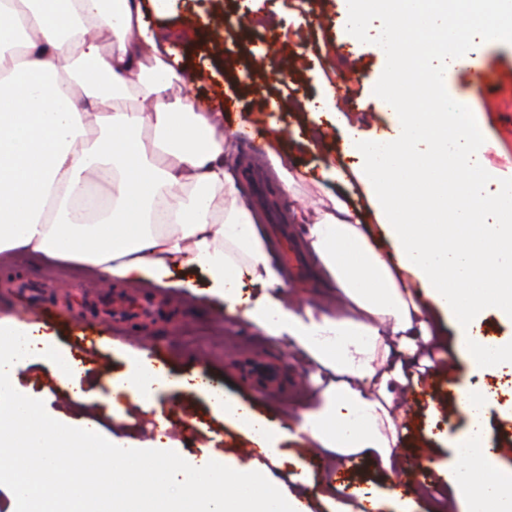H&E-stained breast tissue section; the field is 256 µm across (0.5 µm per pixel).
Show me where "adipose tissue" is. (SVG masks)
Listing matches in <instances>:
<instances>
[{"label":"adipose tissue","instance_id":"obj_1","mask_svg":"<svg viewBox=\"0 0 512 512\" xmlns=\"http://www.w3.org/2000/svg\"><path fill=\"white\" fill-rule=\"evenodd\" d=\"M412 2L390 7L384 0H342L341 11L358 37L380 46L394 41ZM422 24L437 41L419 68L389 69L382 85L384 106L396 117L384 138L388 160L379 159L373 141L352 135L343 144L391 253L375 248L334 191H326L323 208L296 213L329 284L353 312L337 320L313 307L289 309L280 266L224 173V126L192 101H169L177 74L141 0H0V258L23 251L77 261L108 281L160 282L175 266L199 269L226 315L246 317L275 339L289 335L315 365L336 373L319 407L298 415V433L326 450L327 465L351 454L379 464L389 495L405 501L391 471L396 440L383 432L390 375L373 362L400 354L413 363L421 347L388 345L384 328L397 333L439 311L454 321L461 352L475 370L512 374V342L491 344L479 332L486 309L512 321V192L487 167L485 144L470 138L472 113L451 116L441 94L449 69L468 49L448 41V33L469 30L478 39L485 33L444 7L425 14ZM18 28L31 36L16 57L6 48ZM416 85L430 90L433 111H410L400 90ZM130 90L152 101V110L120 107L118 94ZM93 177L107 185V207L89 224L84 215ZM397 268L419 279L422 299L401 289ZM245 279L260 295L242 298ZM37 362L65 377L75 398L84 397V369L53 348L47 327L0 319V395L11 396L0 410V448L32 440L71 451L63 464L48 458L38 478L24 470L14 481L22 498L55 488L52 512H91L110 489L134 504V512H305V498H329L337 490L321 481L285 493L263 472L219 474L201 457L153 468L164 494L143 499L139 487L124 480L140 462L122 450L84 471L82 451L92 446L98 423L70 430L42 422L30 400L11 395L18 369ZM167 384L162 368L135 359L111 381L109 393L148 406ZM206 395L263 453L276 452L284 437L279 425L223 389ZM491 397L484 387L458 396L466 427L449 479L465 499V512H512V481L494 475L496 452L484 423ZM472 458L483 460L482 470L469 466Z\"/></svg>","mask_w":512,"mask_h":512}]
</instances>
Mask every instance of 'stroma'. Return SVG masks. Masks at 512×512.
Masks as SVG:
<instances>
[{
	"label": "stroma",
	"mask_w": 512,
	"mask_h": 512,
	"mask_svg": "<svg viewBox=\"0 0 512 512\" xmlns=\"http://www.w3.org/2000/svg\"><path fill=\"white\" fill-rule=\"evenodd\" d=\"M148 20L164 44L178 57L175 70L183 79V96L202 104L232 92L236 114L229 124L244 120L253 133L238 134L225 151L228 172L237 180L242 197L252 206L255 222L269 250L280 252L288 241L303 263L302 275H289L292 298L298 306L312 305L336 318L348 317L346 306L321 280L318 261L304 244L305 231L293 213L304 206L315 209L321 196L312 183L299 187L297 194L283 191L285 171L310 169L322 173L326 164L349 167L343 153L344 129L321 123L318 115L298 111V104L321 92L331 93L338 112L366 137L388 132L392 122L377 94L389 62L368 41L357 38L346 25L339 0H175L164 15L148 13ZM264 55L266 66L257 69L253 61ZM477 57L484 72L483 84L473 83L461 68L449 71V100L464 97L470 102L475 124L487 145L485 158L512 156V37L480 47ZM291 103V110L270 112L268 100ZM268 133L278 161L256 150L260 133ZM316 139L315 148L302 145V138ZM191 287H183V280ZM17 280H32L56 291L48 322L55 345L77 356L74 325L86 318L98 336L94 359L83 361L89 395L73 399L68 382L43 364L22 368L13 384L15 393L34 401L41 412L61 423L73 425L86 411H96L101 437L129 444L131 455L160 460L174 466L206 455L216 462L240 466V448L247 438L215 412L202 393L179 386L185 376L196 377L210 386L222 387L235 398L252 404L269 419L285 423L298 413L313 408L317 368L289 338L277 340L253 323L227 320L224 308L205 292V277L197 270L177 267L172 281L160 285L148 280L115 282L107 286L117 295L139 294L164 300L166 319L149 324L140 336V350L152 362L162 363L173 381L158 406L144 409L126 405L115 412L98 398L108 379L124 374L132 359L123 342L113 339L102 312L92 311L96 286L103 280L88 265L60 260L43 262L17 255L0 264V318L21 323L36 322L24 297L12 288ZM440 333L443 344L433 354L432 389L417 399L407 386H400L389 410L397 425L403 452L393 467L438 466L423 486H411L408 503L393 500L387 485L373 464L365 458L342 470L341 492L334 499H307L308 512H357V491L375 486L379 491L378 512H463L464 505L444 473L455 465L452 447L466 421L455 402L456 391L491 384L492 374L477 375L460 353L455 327L443 314L429 324ZM242 350L267 351L283 366L286 376H299L300 387L286 396L259 395L248 390L230 365V356ZM456 364L454 374L442 372L447 360ZM439 419L440 436H427L432 419ZM488 421L497 426L491 442L497 445V465L512 472V407L501 399L487 409ZM306 438L281 444L287 463L257 456L251 469L264 471L281 489L301 491L305 482L329 477L326 469L309 467Z\"/></svg>",
	"instance_id": "obj_1"
}]
</instances>
